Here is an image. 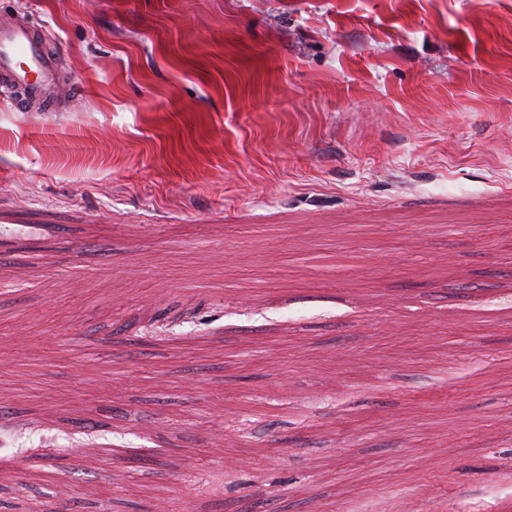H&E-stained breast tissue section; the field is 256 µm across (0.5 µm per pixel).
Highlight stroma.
Here are the masks:
<instances>
[{
    "label": "stroma",
    "mask_w": 512,
    "mask_h": 512,
    "mask_svg": "<svg viewBox=\"0 0 512 512\" xmlns=\"http://www.w3.org/2000/svg\"><path fill=\"white\" fill-rule=\"evenodd\" d=\"M25 2L76 91L0 109L7 512L512 500V0Z\"/></svg>",
    "instance_id": "1"
}]
</instances>
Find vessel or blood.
I'll return each instance as SVG.
<instances>
[{
    "label": "vessel or blood",
    "instance_id": "1",
    "mask_svg": "<svg viewBox=\"0 0 512 512\" xmlns=\"http://www.w3.org/2000/svg\"><path fill=\"white\" fill-rule=\"evenodd\" d=\"M48 35L24 10L0 11V107L14 112L47 104L71 92L60 78L57 53Z\"/></svg>",
    "mask_w": 512,
    "mask_h": 512
}]
</instances>
